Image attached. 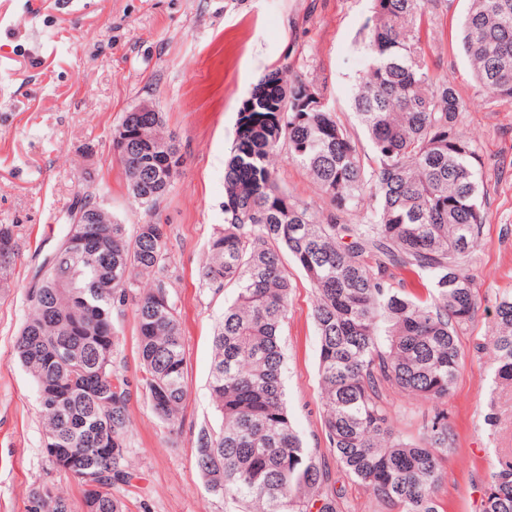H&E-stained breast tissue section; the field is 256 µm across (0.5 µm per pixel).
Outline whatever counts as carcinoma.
I'll use <instances>...</instances> for the list:
<instances>
[{
	"mask_svg": "<svg viewBox=\"0 0 512 512\" xmlns=\"http://www.w3.org/2000/svg\"><path fill=\"white\" fill-rule=\"evenodd\" d=\"M446 0H372L362 42L366 65L352 107L370 143L332 111L323 88L283 63L244 100L224 174V224L208 242L202 282L234 287L213 338L210 391L222 425L203 428L196 460L206 490L230 512H337L338 493L317 450L288 414L282 326L291 282L285 251L314 291L322 421L329 450L346 474L388 512H440L438 491L454 434L438 410L415 441L393 426L386 391L448 402L463 366L459 333L478 310L473 264L488 219L475 167L476 145L458 131L465 102L431 60L428 26ZM460 45L473 68L478 102H512V0H470ZM152 175L129 195L150 212L168 194L163 163L178 152L160 112H127L112 131ZM305 168L324 207L283 189L281 151ZM366 211L363 224L343 215ZM68 224L62 242L27 293L16 343L33 378L48 461L84 487V512H124L116 486L131 478L130 383L117 368L113 312L132 305L138 325L141 386L155 415L179 428L186 398L181 324L166 271L168 225L148 220L135 234L101 211L87 232ZM15 226L0 224V289L17 256ZM400 270L427 295L395 280ZM488 349L499 385L512 384V292L496 296ZM112 460L99 462L100 439ZM42 512H70L67 499L38 490ZM481 512H512V458L486 475Z\"/></svg>",
	"mask_w": 512,
	"mask_h": 512,
	"instance_id": "1",
	"label": "carcinoma"
}]
</instances>
